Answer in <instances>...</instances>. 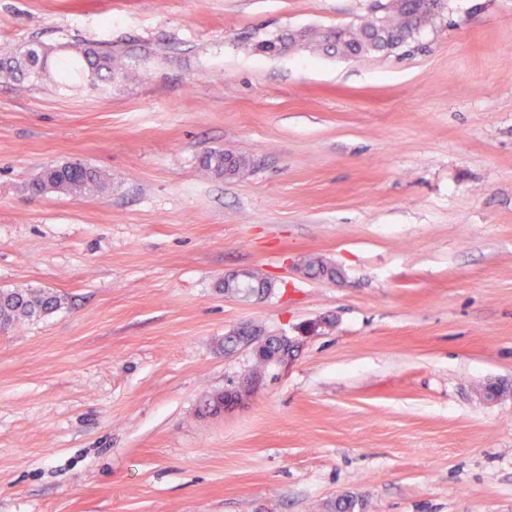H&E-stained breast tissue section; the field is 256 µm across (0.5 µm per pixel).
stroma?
Returning a JSON list of instances; mask_svg holds the SVG:
<instances>
[{"mask_svg":"<svg viewBox=\"0 0 512 512\" xmlns=\"http://www.w3.org/2000/svg\"><path fill=\"white\" fill-rule=\"evenodd\" d=\"M375 4L0 0V58L126 66L0 81V289L64 299L0 334V512H512V0L368 57L296 41ZM74 161L109 189L29 191ZM240 270L270 291L225 296ZM247 324L295 358L201 416ZM72 58L59 65L55 76H51L52 67L48 65L51 52L39 46L28 48L23 58L0 59V74L5 77H13L17 73L24 75V70L29 71L37 79L50 78L56 87L63 92L70 91L80 86L79 80L87 72L88 77H98L108 82L112 77L120 74L121 68L115 63V54L112 46L76 47ZM229 159L233 160V163L239 168L246 166L249 162V158L246 155H227L222 150L207 151L201 158L202 169L214 176L234 175L238 171L237 169L229 172H224L225 162Z\"/></svg>","mask_w":512,"mask_h":512,"instance_id":"obj_1","label":"stroma"}]
</instances>
